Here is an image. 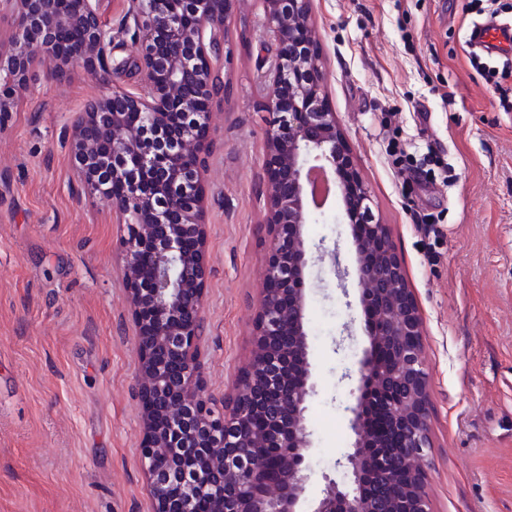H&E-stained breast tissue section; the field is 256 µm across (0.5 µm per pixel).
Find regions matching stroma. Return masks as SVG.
<instances>
[{
    "mask_svg": "<svg viewBox=\"0 0 512 512\" xmlns=\"http://www.w3.org/2000/svg\"><path fill=\"white\" fill-rule=\"evenodd\" d=\"M111 84L44 59L0 116V512H152L141 445L139 351L111 204L81 192L69 127L87 98L135 89L132 0H101ZM512 0H313L327 95L424 321L433 447L430 512H512V77L469 39ZM235 45L211 115L204 174L206 393L232 396L253 360L265 228V124L256 0H234ZM431 224H423V215ZM315 264L306 325L316 381L307 414L312 512L350 446L351 371L367 345L353 279L330 275L348 225L328 205L305 227Z\"/></svg>",
    "mask_w": 512,
    "mask_h": 512,
    "instance_id": "stroma-1",
    "label": "stroma"
}]
</instances>
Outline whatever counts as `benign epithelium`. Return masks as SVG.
Returning a JSON list of instances; mask_svg holds the SVG:
<instances>
[{"instance_id":"obj_1","label":"benign epithelium","mask_w":512,"mask_h":512,"mask_svg":"<svg viewBox=\"0 0 512 512\" xmlns=\"http://www.w3.org/2000/svg\"><path fill=\"white\" fill-rule=\"evenodd\" d=\"M100 0H0V14L18 19L19 32L0 46V113L13 111L42 56L56 61L54 76L81 64L111 81V31ZM233 0H136L135 66L141 83L92 97L70 129L74 157L104 142L112 151V196L119 223L122 277L139 336V389L146 428L143 463L153 512H300L310 472L312 442L306 425L315 390L305 326L308 270L304 239L319 205L312 174L332 179L341 207L336 223L370 231L353 239V274L368 340L357 361V385L347 407L353 433L336 467L350 473L339 483L323 475L311 512H429L423 463L432 448L428 423L430 373L422 356L423 320L408 286L389 228L379 223L372 197L346 147L336 113L327 103L325 70L313 40L311 0H259L271 45L261 79L267 87L265 224L270 236L262 303L254 317V359L220 412L205 394L199 347L205 280L206 230L202 220L210 143L174 140L162 132L171 112L189 130L210 129L213 104L224 100L231 57L226 24ZM78 27L88 52H59L63 30ZM128 112L148 116L140 128ZM154 195L142 193L128 153L145 152ZM389 396L387 453L370 451L365 406L374 393ZM260 429L245 438L242 425L256 414ZM273 449L266 465L279 471L276 492L253 485L254 458L246 451Z\"/></svg>"}]
</instances>
